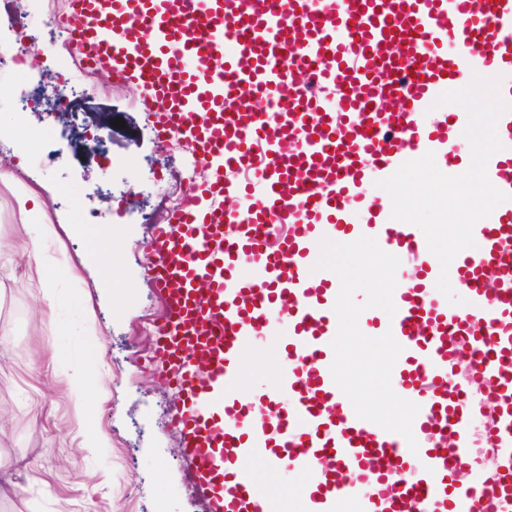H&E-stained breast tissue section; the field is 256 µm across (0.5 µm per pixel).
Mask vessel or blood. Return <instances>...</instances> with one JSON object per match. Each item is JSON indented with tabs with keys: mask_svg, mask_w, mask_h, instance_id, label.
I'll list each match as a JSON object with an SVG mask.
<instances>
[{
	"mask_svg": "<svg viewBox=\"0 0 512 512\" xmlns=\"http://www.w3.org/2000/svg\"><path fill=\"white\" fill-rule=\"evenodd\" d=\"M74 19L89 60L139 85L159 133L179 132L210 172L149 232L167 312L156 358L208 512L287 502L283 460L308 489L303 512H512V111L486 167L507 199L447 273L462 304L438 299L425 235L368 186L427 152L454 169L466 110L419 117L473 74L502 75L512 100V0H76ZM243 168L260 194L226 179ZM363 236L423 272L378 320L402 347L391 387L419 406L414 453L358 418L330 371L340 281L315 270L319 242ZM276 322L278 396L241 403L243 358L265 357Z\"/></svg>",
	"mask_w": 512,
	"mask_h": 512,
	"instance_id": "obj_1",
	"label": "vessel or blood"
}]
</instances>
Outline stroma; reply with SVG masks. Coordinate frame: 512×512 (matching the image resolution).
<instances>
[{
	"instance_id": "35a3bbf8",
	"label": "stroma",
	"mask_w": 512,
	"mask_h": 512,
	"mask_svg": "<svg viewBox=\"0 0 512 512\" xmlns=\"http://www.w3.org/2000/svg\"><path fill=\"white\" fill-rule=\"evenodd\" d=\"M68 11L69 0H0V47L14 42L21 18L38 31L43 53L40 66L0 75L12 91L0 118L16 122L25 141L0 142V512H207L169 421L179 395L151 359L165 313L142 229L146 216L167 223L187 182L204 177L179 166L185 151L177 143L171 162H160L156 112L134 84L87 70L81 54L54 59L64 40L45 19ZM61 68L85 92L77 115L18 113V102ZM117 117L124 127H111ZM93 134L102 138L94 151ZM22 189L43 213L20 214ZM29 223L55 230L44 249L51 303L25 253ZM89 314L95 355L79 334ZM77 367L92 371L81 403L70 378ZM89 427L107 448H84Z\"/></svg>"
}]
</instances>
